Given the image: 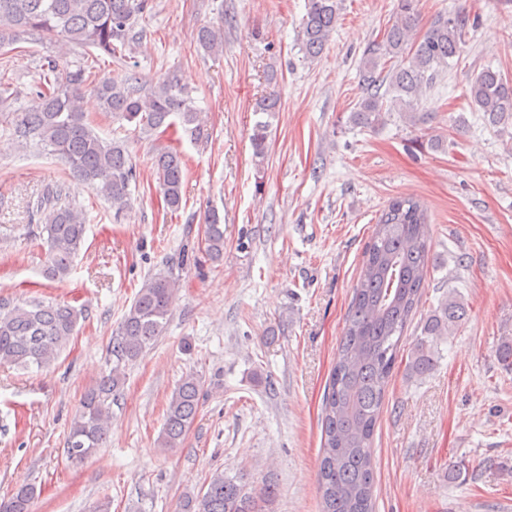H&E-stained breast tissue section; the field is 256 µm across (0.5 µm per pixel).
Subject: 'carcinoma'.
<instances>
[{
  "instance_id": "cac0c4a2",
  "label": "carcinoma",
  "mask_w": 512,
  "mask_h": 512,
  "mask_svg": "<svg viewBox=\"0 0 512 512\" xmlns=\"http://www.w3.org/2000/svg\"><path fill=\"white\" fill-rule=\"evenodd\" d=\"M149 0H0V48L29 36L46 42H70L106 56H122L138 40L136 26ZM339 0H307L301 31L306 57L319 56L333 33ZM418 0H398L394 23L382 39L368 47L362 59L363 95L350 111L349 122L374 129L399 112L418 128L428 113L419 111L427 90L460 55L467 25L462 16L440 14L422 35ZM197 44L206 52L223 50L221 28L203 26ZM82 59L63 73L57 60L47 58L34 101L11 113L13 135L34 141L60 158L72 177L112 201L117 211L130 204V186L136 168L121 141L106 142L92 129L81 108L86 93L93 94L112 119L135 124L142 133L177 126L194 140L208 137L189 92L175 78L147 94L138 81H89ZM469 95L491 125L512 122V82L485 68L471 81ZM280 100L264 96L254 112L261 115L250 134L257 165L264 164L271 135V119ZM153 173L168 209L182 204L184 161L168 146L156 150ZM64 187L46 188L31 203V212L48 214L47 260L44 274L62 280L84 244L86 221L82 209L62 206ZM215 209L204 222V251L212 260L224 254V228ZM427 209L413 197L392 199L379 214L364 253L359 279L349 305L336 361L330 374L322 412V448L317 481L323 512H373L374 461L371 445L386 388L398 360L401 341L418 312L429 272L430 250ZM178 281L170 273L147 279L125 312L110 353L116 365L84 392L65 441L67 458L81 463L104 447L112 395L122 383V366L138 359L165 331L176 300ZM458 294L448 293L439 308L421 323V333L409 353L408 368L417 376L429 373L441 344L448 342L463 318ZM81 312L61 303L32 301L25 306L0 303V364L22 369L53 365L76 330ZM202 377H182L166 409L159 442L163 448L180 447L201 409ZM36 488L15 486L0 501V512H30ZM276 496L266 481L258 490L216 472L200 494L185 497L181 512H270Z\"/></svg>"
}]
</instances>
